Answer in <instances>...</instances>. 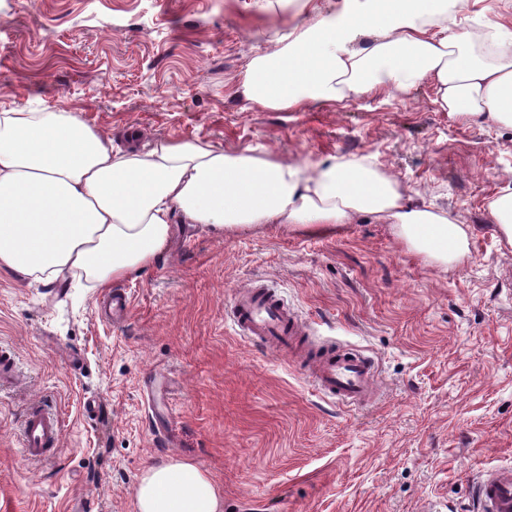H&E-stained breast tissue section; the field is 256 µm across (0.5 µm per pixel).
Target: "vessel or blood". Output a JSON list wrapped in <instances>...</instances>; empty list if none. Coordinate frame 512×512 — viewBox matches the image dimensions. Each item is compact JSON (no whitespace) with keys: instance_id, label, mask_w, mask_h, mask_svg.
<instances>
[{"instance_id":"1","label":"vessel or blood","mask_w":512,"mask_h":512,"mask_svg":"<svg viewBox=\"0 0 512 512\" xmlns=\"http://www.w3.org/2000/svg\"><path fill=\"white\" fill-rule=\"evenodd\" d=\"M113 322L125 321L133 299L123 289L113 290L100 304ZM231 319L240 334L287 356L305 327L283 301L264 285L252 283L240 289L233 301ZM310 377L326 395L348 405L372 402L378 375L372 359L350 349L316 351L308 368ZM20 382L16 356L0 349V387ZM63 423L59 415L38 405L31 406L21 423L23 456L33 462L50 459L59 449ZM479 512H512V466L503 465L482 473L474 489Z\"/></svg>"}]
</instances>
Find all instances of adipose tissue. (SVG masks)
Masks as SVG:
<instances>
[{
  "mask_svg": "<svg viewBox=\"0 0 512 512\" xmlns=\"http://www.w3.org/2000/svg\"><path fill=\"white\" fill-rule=\"evenodd\" d=\"M470 0H343L253 56L239 91L252 107L296 112L433 84L466 123L512 130V21L467 22ZM360 215L391 225L409 250L447 267L469 254L448 212L414 200L368 163L315 170L251 149L157 138L142 147L71 112L0 113V270L45 286L83 277L106 288L164 259L177 224L234 234L264 224L322 230ZM133 512H224L196 463L141 475Z\"/></svg>",
  "mask_w": 512,
  "mask_h": 512,
  "instance_id": "ef3b65f1",
  "label": "adipose tissue"
}]
</instances>
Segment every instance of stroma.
Listing matches in <instances>:
<instances>
[{"label":"stroma","mask_w":512,"mask_h":512,"mask_svg":"<svg viewBox=\"0 0 512 512\" xmlns=\"http://www.w3.org/2000/svg\"><path fill=\"white\" fill-rule=\"evenodd\" d=\"M298 8L0 0V110L73 112L122 147L133 128L309 168L366 160L470 228L469 258L442 270L369 215L321 232L181 224L162 261L123 280L134 308L118 326L100 289L0 270V346L22 375L0 388V512H133L141 472L167 458L206 470L224 512H473L481 471L512 463V247L486 218L512 185V130L451 118L427 83L336 108L248 107V61ZM256 279L310 342L375 362L372 403L324 397L304 365L235 331L234 293ZM157 371L171 395L153 409ZM43 402L61 449L30 462L18 428Z\"/></svg>","instance_id":"35a3bbf8"}]
</instances>
